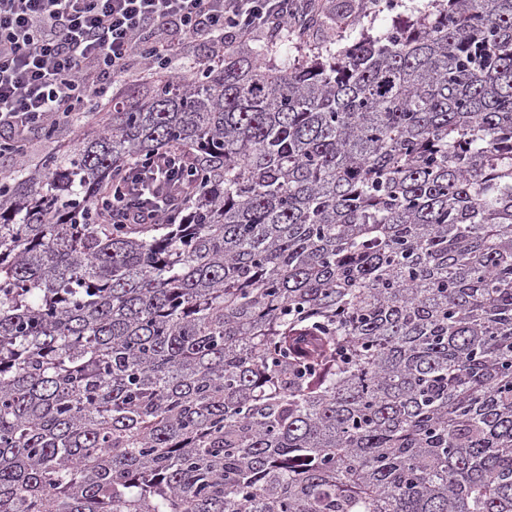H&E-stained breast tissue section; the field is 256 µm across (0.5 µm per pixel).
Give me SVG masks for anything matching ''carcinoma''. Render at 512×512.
<instances>
[{
  "instance_id": "obj_1",
  "label": "carcinoma",
  "mask_w": 512,
  "mask_h": 512,
  "mask_svg": "<svg viewBox=\"0 0 512 512\" xmlns=\"http://www.w3.org/2000/svg\"><path fill=\"white\" fill-rule=\"evenodd\" d=\"M261 55L0 135V512H512V0ZM186 165L173 151L131 163L112 180L108 215L113 224H153L181 211Z\"/></svg>"
}]
</instances>
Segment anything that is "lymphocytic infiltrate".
Instances as JSON below:
<instances>
[{"mask_svg":"<svg viewBox=\"0 0 512 512\" xmlns=\"http://www.w3.org/2000/svg\"><path fill=\"white\" fill-rule=\"evenodd\" d=\"M298 0H0V133L29 141L51 116L90 108L132 62L153 67L180 39L221 47L226 34L277 37ZM177 152L131 163L112 182L116 224H150L181 210Z\"/></svg>","mask_w":512,"mask_h":512,"instance_id":"1","label":"lymphocytic infiltrate"}]
</instances>
